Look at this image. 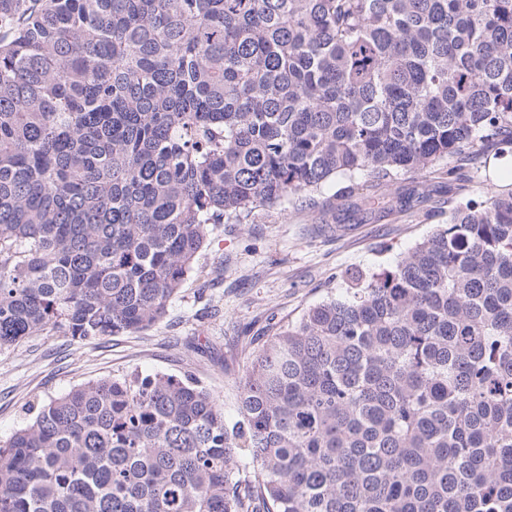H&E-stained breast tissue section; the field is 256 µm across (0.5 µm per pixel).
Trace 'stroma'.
<instances>
[{
    "instance_id": "obj_1",
    "label": "stroma",
    "mask_w": 512,
    "mask_h": 512,
    "mask_svg": "<svg viewBox=\"0 0 512 512\" xmlns=\"http://www.w3.org/2000/svg\"><path fill=\"white\" fill-rule=\"evenodd\" d=\"M456 177H449V169ZM335 200L259 208L236 224H214L158 326L77 341L41 332L0 351V443L30 411L72 387L132 372L192 376L239 418L238 383L251 354L279 326L334 294L342 272L381 271L448 221L456 184L488 188L475 166L440 163L426 176L402 173Z\"/></svg>"
}]
</instances>
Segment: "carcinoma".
Wrapping results in <instances>:
<instances>
[{
  "instance_id": "1",
  "label": "carcinoma",
  "mask_w": 512,
  "mask_h": 512,
  "mask_svg": "<svg viewBox=\"0 0 512 512\" xmlns=\"http://www.w3.org/2000/svg\"><path fill=\"white\" fill-rule=\"evenodd\" d=\"M512 156V0H0V350L160 324L211 224ZM253 354L229 425L101 378L0 445V512H512V180Z\"/></svg>"
}]
</instances>
